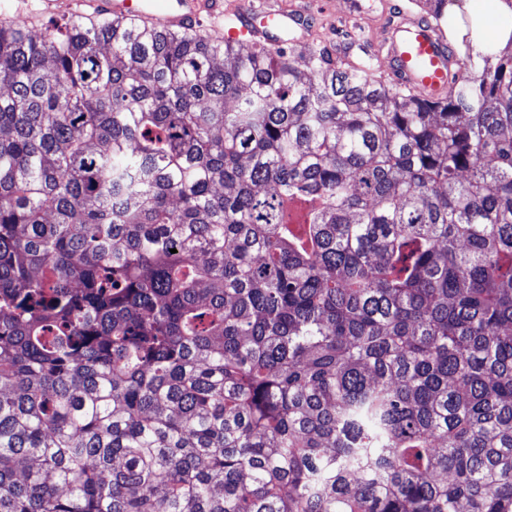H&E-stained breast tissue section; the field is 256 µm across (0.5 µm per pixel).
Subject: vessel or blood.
Segmentation results:
<instances>
[{
    "instance_id": "1",
    "label": "vessel or blood",
    "mask_w": 512,
    "mask_h": 512,
    "mask_svg": "<svg viewBox=\"0 0 512 512\" xmlns=\"http://www.w3.org/2000/svg\"><path fill=\"white\" fill-rule=\"evenodd\" d=\"M312 7L311 0H302L288 10L262 0L260 6L237 11L228 24L224 21V0H15L14 15L27 23L123 16L151 21L160 35L205 25L225 43L258 48L271 43L276 33L304 31ZM368 49L386 59V75L429 101L443 100L451 79L462 71L459 59L433 27L410 16L388 25Z\"/></svg>"
}]
</instances>
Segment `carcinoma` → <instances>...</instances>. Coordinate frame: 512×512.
<instances>
[{
    "instance_id": "obj_1",
    "label": "carcinoma",
    "mask_w": 512,
    "mask_h": 512,
    "mask_svg": "<svg viewBox=\"0 0 512 512\" xmlns=\"http://www.w3.org/2000/svg\"><path fill=\"white\" fill-rule=\"evenodd\" d=\"M431 6L434 103L0 21V512H512V49Z\"/></svg>"
}]
</instances>
